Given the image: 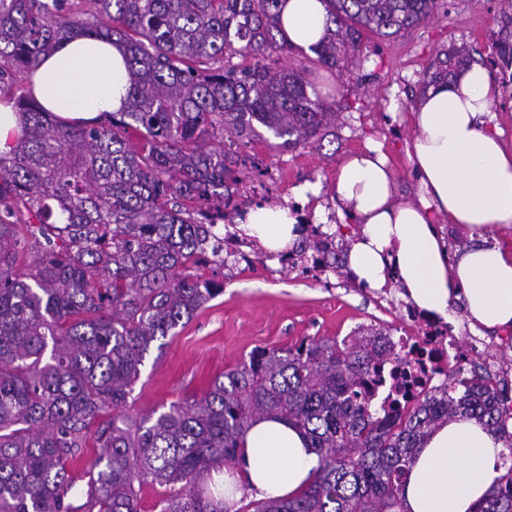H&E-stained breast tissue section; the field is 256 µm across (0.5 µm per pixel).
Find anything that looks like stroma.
Segmentation results:
<instances>
[{"label":"stroma","instance_id":"stroma-1","mask_svg":"<svg viewBox=\"0 0 512 512\" xmlns=\"http://www.w3.org/2000/svg\"><path fill=\"white\" fill-rule=\"evenodd\" d=\"M502 0H447L433 18L397 37L367 35L361 45L362 86L348 73L309 64L303 52L276 58V65L308 66V79L339 119L321 140L293 150H273L258 140L250 148L256 162L273 169L279 183L268 204H288L304 183L321 188L327 212L336 207L334 182L341 162L367 146L382 148L396 173L397 199L414 198V175L407 147L416 130L411 112L418 81L430 61L452 44L478 50L492 59ZM241 257L226 256L224 292L197 311L174 335L152 343L125 408L139 416L165 411L171 403L202 397L213 381L257 349L280 348L304 338L342 339L359 328L392 332L406 327L399 290L381 291L346 283L338 272L314 277L283 272L258 244L241 248ZM486 358L472 370L505 375L512 384V328L488 330Z\"/></svg>","mask_w":512,"mask_h":512}]
</instances>
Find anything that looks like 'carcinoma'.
<instances>
[{"mask_svg":"<svg viewBox=\"0 0 512 512\" xmlns=\"http://www.w3.org/2000/svg\"><path fill=\"white\" fill-rule=\"evenodd\" d=\"M313 61L353 72L369 34L392 38L433 17L440 0H324ZM494 42L512 81V0ZM282 0H0V92L24 135L0 155V512H139L135 485L177 488L161 512H230L212 474L236 466L253 422L304 431L319 467L295 496L252 512H403L408 467L426 437L475 418L508 444V386L448 374L393 421L369 390L393 360L383 331L254 351L198 401L157 416L118 414L151 344L224 292V218L246 174L238 148L263 139L295 149L336 122L306 68L273 67L298 50L281 29ZM104 36L130 75L126 105L92 125L51 118L26 85L66 37ZM243 62L233 64L230 58ZM475 61L443 48L428 84ZM313 230L306 246L351 273ZM100 453L85 502L68 465L89 441ZM477 512H512V464Z\"/></svg>","mask_w":512,"mask_h":512,"instance_id":"1","label":"carcinoma"}]
</instances>
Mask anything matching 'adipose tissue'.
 <instances>
[{"instance_id":"1","label":"adipose tissue","mask_w":512,"mask_h":512,"mask_svg":"<svg viewBox=\"0 0 512 512\" xmlns=\"http://www.w3.org/2000/svg\"><path fill=\"white\" fill-rule=\"evenodd\" d=\"M282 28L303 48L325 34L322 0H285ZM129 73L110 39L83 35L62 41L31 75L34 96L58 118L97 123L119 111ZM499 95L477 65L452 81L430 83L412 123L417 134L407 153L417 174V196L396 200L392 172L380 148L349 156L336 177L337 220H356L360 232L347 265L370 288L395 281L423 314L452 322L450 302L464 299L479 328L512 327V248L487 243V234L512 227V149L493 130L491 105ZM445 216L473 237L450 252L436 219ZM241 230L269 253L286 251L299 235L289 210L250 209ZM503 438L476 419L449 422L430 434L410 467L403 490L405 512H476L504 473ZM318 457L305 434L275 418H261L245 435L240 466L225 476L224 492L264 498L293 496L312 481Z\"/></svg>"}]
</instances>
